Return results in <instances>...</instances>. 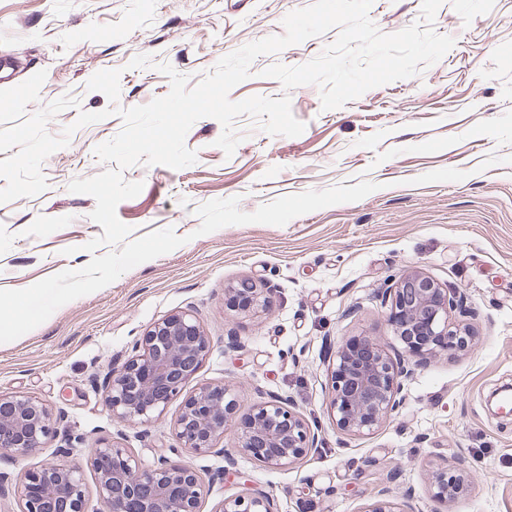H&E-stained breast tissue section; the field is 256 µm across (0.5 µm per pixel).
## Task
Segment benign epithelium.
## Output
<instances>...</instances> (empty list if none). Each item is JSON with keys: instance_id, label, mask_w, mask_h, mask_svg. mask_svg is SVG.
I'll list each match as a JSON object with an SVG mask.
<instances>
[{"instance_id": "1", "label": "benign epithelium", "mask_w": 512, "mask_h": 512, "mask_svg": "<svg viewBox=\"0 0 512 512\" xmlns=\"http://www.w3.org/2000/svg\"><path fill=\"white\" fill-rule=\"evenodd\" d=\"M272 289L244 278L224 289L231 311L266 310ZM387 321L404 345L406 361L395 362L380 339L352 336L326 357L327 414L348 436L374 434L404 404V381L427 360L448 349L468 348L470 336L448 321L464 307L460 293L442 287L425 273L401 275L382 290ZM210 352V340L194 312L185 309L154 322L133 345V355L104 378L105 403L112 418L145 426L159 417L196 376ZM237 400L224 383H201L181 402L174 422L178 447L188 459L160 460L146 466L117 442L95 448L85 464L47 463L14 478L0 471V498L14 495L20 512H85L84 469L91 470L107 512H200L203 483L191 462L216 454L234 463L242 452L268 467L294 464L317 448L315 434L289 400L272 396L235 419ZM233 427L232 447H218ZM56 436L49 407L34 397L0 394V463L9 464ZM466 489L462 474L448 467L433 472L431 496L446 502ZM218 512H273L270 495L254 489L227 497Z\"/></svg>"}]
</instances>
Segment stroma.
<instances>
[{"label":"stroma","mask_w":512,"mask_h":512,"mask_svg":"<svg viewBox=\"0 0 512 512\" xmlns=\"http://www.w3.org/2000/svg\"><path fill=\"white\" fill-rule=\"evenodd\" d=\"M314 0H0V55L18 59L23 93L0 87V128L28 119L68 95L76 106L52 118L66 147L42 165L46 189L0 203V289H22L92 254L103 233L91 220L93 197L68 189L106 170L94 149L123 128L120 116L76 126L79 111L110 106L87 88L101 70L120 71L118 105L166 96L170 65L196 85L224 56L284 32L283 20ZM422 0H373L371 20L385 34L416 23ZM434 30L455 44L415 76L372 88L325 110L320 89H285L267 68L302 65L337 38L338 29L257 57L230 100L289 96L305 126L273 136L242 115L233 155L216 144L215 119L197 120L185 145L194 164L172 169L135 164L125 180L143 182L117 216L131 239L173 229L186 239L113 283L57 309L20 338L0 344V394L25 393L51 409L58 435L70 436V462L120 439L144 464L178 459L172 425L179 402L148 427L113 419L98 381L123 365L155 321L192 309L211 342L196 383H225L238 415L272 394L290 397L317 427L315 452L271 468L247 456L225 468L219 456L193 463L204 480L201 512L260 487L275 512H363L389 488L412 512H512V415L494 414L489 395L512 385V0H443ZM366 180L359 201L296 217L282 226L230 225L197 235L198 208L239 197L242 211L308 190ZM421 271L465 297L467 351L431 357L406 381L405 403L373 435L340 434L326 414L324 337L379 338L390 355L393 334L379 294L394 278ZM250 278L273 288L267 311L238 314L225 287ZM460 463L469 492L446 504L429 492L433 470Z\"/></svg>","instance_id":"obj_1"}]
</instances>
